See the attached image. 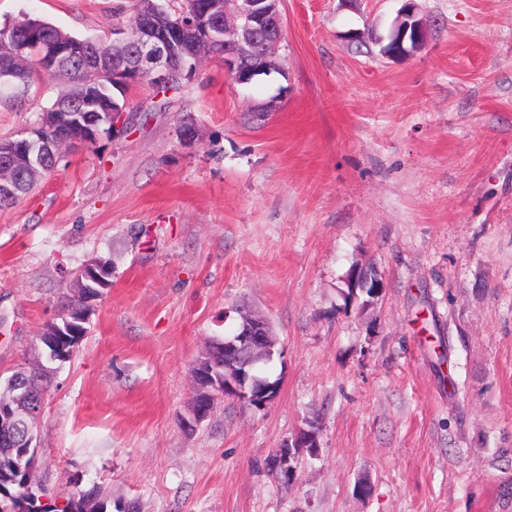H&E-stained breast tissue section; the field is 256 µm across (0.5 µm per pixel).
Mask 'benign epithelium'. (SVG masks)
Instances as JSON below:
<instances>
[{
    "label": "benign epithelium",
    "instance_id": "obj_1",
    "mask_svg": "<svg viewBox=\"0 0 512 512\" xmlns=\"http://www.w3.org/2000/svg\"><path fill=\"white\" fill-rule=\"evenodd\" d=\"M222 13L213 14L210 8L195 10L180 19L176 24L159 23L158 0H138V37L135 43L128 41V28H114L112 49L127 52L130 63L128 69L119 71H99L95 80L84 86L82 106H95L96 112H84L73 108L71 100L60 98L51 120L45 126L55 131L53 147L67 141L76 142V133L96 136L100 113L111 116L112 125L119 124L125 110L108 98L98 97V90L104 85L112 86L121 95H127L132 88L150 81L153 85L170 82L172 60L178 47L186 37L201 31L207 34L199 45L201 51L212 55L210 46L215 41L224 42V74L235 86L245 87L253 82L256 73L268 71L276 66L277 53L283 39L284 24L279 8L280 0H221ZM265 33L270 38V49L255 57L256 64L246 66L243 58L252 54L253 42L257 34ZM426 25L419 17L415 0H405L393 25V35L389 45L381 51L382 57L401 58L418 50L425 41ZM83 52L79 41H61L45 44L39 53L41 65L55 66L62 58L75 57ZM46 141L44 129L31 127L20 134V140L0 143V194L15 192V167L17 155L24 156L26 172L41 175L32 162L30 154ZM278 343L269 322L261 315H241L240 327L234 334L224 337L219 345L224 352V373L220 377L212 370L197 365L194 370L196 391L191 409V417L185 425L192 427L206 418L212 411L214 399L232 397L244 400L259 407L278 393L279 385H259L247 373L246 367L273 356V347ZM20 397L0 402V437L14 440L19 425H34L41 416L40 407L27 396L22 386ZM306 449L311 454L319 448L316 428L303 429L292 439L283 443L277 450L278 466L283 472L291 469V461L296 451Z\"/></svg>",
    "mask_w": 512,
    "mask_h": 512
}]
</instances>
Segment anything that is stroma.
Returning <instances> with one entry per match:
<instances>
[{
    "mask_svg": "<svg viewBox=\"0 0 512 512\" xmlns=\"http://www.w3.org/2000/svg\"><path fill=\"white\" fill-rule=\"evenodd\" d=\"M125 0H0L111 38ZM401 0H281L280 71L203 61L129 95L126 124L64 145L0 208V378L41 353L72 274L112 261L57 365L34 476L138 512H512V0H417L423 47L382 58ZM61 90L43 76L0 138ZM273 102L265 120L250 102ZM190 123L192 140L179 129ZM377 277L369 299L357 277ZM283 348L278 395L183 423L193 369L238 312ZM319 433L291 476L266 460Z\"/></svg>",
    "mask_w": 512,
    "mask_h": 512,
    "instance_id": "obj_1",
    "label": "stroma"
}]
</instances>
